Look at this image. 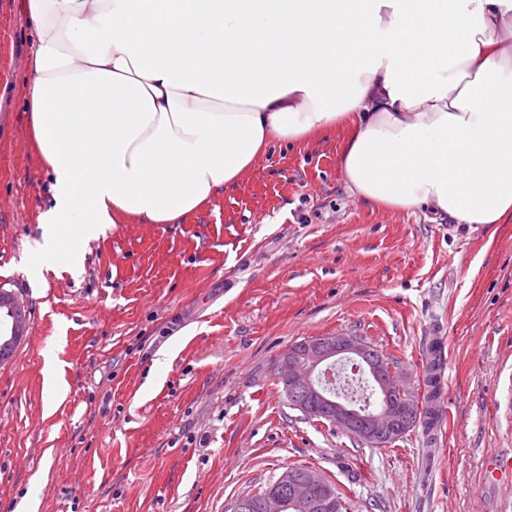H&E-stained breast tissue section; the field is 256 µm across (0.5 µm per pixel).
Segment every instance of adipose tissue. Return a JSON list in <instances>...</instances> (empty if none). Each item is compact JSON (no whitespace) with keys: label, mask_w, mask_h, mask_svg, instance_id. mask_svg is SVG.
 <instances>
[{"label":"adipose tissue","mask_w":512,"mask_h":512,"mask_svg":"<svg viewBox=\"0 0 512 512\" xmlns=\"http://www.w3.org/2000/svg\"><path fill=\"white\" fill-rule=\"evenodd\" d=\"M28 124L52 176L36 247L176 224L270 144L352 135L359 197L512 219V0H25Z\"/></svg>","instance_id":"adipose-tissue-1"}]
</instances>
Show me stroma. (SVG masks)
I'll return each mask as SVG.
<instances>
[{
  "mask_svg": "<svg viewBox=\"0 0 512 512\" xmlns=\"http://www.w3.org/2000/svg\"><path fill=\"white\" fill-rule=\"evenodd\" d=\"M36 39L0 0V285L28 330L0 364V512H231L304 465L348 512H512V221L437 224L375 208L340 167L339 128L273 144L179 224H114L79 263L34 248L52 179L24 85ZM361 337L423 399L446 339L432 433L385 448L290 409L273 366L295 342Z\"/></svg>",
  "mask_w": 512,
  "mask_h": 512,
  "instance_id": "35a3bbf8",
  "label": "stroma"
}]
</instances>
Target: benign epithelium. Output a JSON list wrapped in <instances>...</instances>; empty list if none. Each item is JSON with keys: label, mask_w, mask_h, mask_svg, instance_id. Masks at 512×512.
Wrapping results in <instances>:
<instances>
[{"label": "benign epithelium", "mask_w": 512, "mask_h": 512, "mask_svg": "<svg viewBox=\"0 0 512 512\" xmlns=\"http://www.w3.org/2000/svg\"><path fill=\"white\" fill-rule=\"evenodd\" d=\"M25 332L24 302L16 292L1 286L0 348L16 346ZM344 361H355L364 367L375 386L386 393L387 399L377 411L363 415L346 399L329 395L321 388L320 374ZM274 374L287 403L306 413L320 410L333 425L348 433L361 429L379 448L419 421L420 408L396 373L378 362L372 346L358 336L338 333L306 339L276 361ZM323 483L324 475L316 469L301 474L285 471L274 488L264 494L261 510L286 512L292 506L300 512H333L334 502L316 494Z\"/></svg>", "instance_id": "7a95c632"}]
</instances>
